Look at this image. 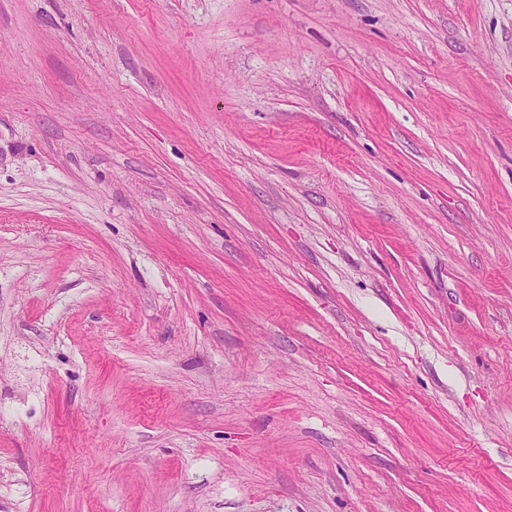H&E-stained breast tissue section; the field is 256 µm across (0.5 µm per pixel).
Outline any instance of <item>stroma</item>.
<instances>
[{
    "label": "stroma",
    "instance_id": "35a3bbf8",
    "mask_svg": "<svg viewBox=\"0 0 512 512\" xmlns=\"http://www.w3.org/2000/svg\"><path fill=\"white\" fill-rule=\"evenodd\" d=\"M0 512H512V0H0Z\"/></svg>",
    "mask_w": 512,
    "mask_h": 512
}]
</instances>
